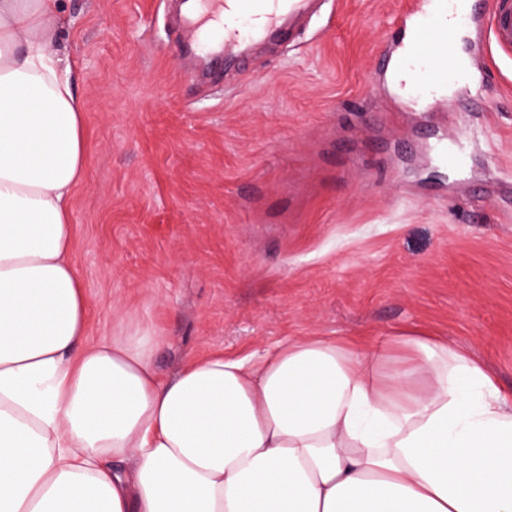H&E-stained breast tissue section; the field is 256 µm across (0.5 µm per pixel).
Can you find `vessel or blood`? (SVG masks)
<instances>
[{
	"mask_svg": "<svg viewBox=\"0 0 512 512\" xmlns=\"http://www.w3.org/2000/svg\"><path fill=\"white\" fill-rule=\"evenodd\" d=\"M315 0H209L210 15L221 19L225 60H233L252 45L284 31L285 22L306 18ZM435 0H412L402 20L410 39L401 53L382 57L385 69L401 73V90L411 100L426 98L448 82V56L457 49H479L476 41H464V32L478 26L475 11L463 0H448L452 13L438 20L431 10ZM490 35L496 44L512 47V0H493L489 12Z\"/></svg>",
	"mask_w": 512,
	"mask_h": 512,
	"instance_id": "obj_1",
	"label": "vessel or blood"
}]
</instances>
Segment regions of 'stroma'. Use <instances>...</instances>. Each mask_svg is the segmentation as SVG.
Segmentation results:
<instances>
[{"label":"stroma","mask_w":512,"mask_h":512,"mask_svg":"<svg viewBox=\"0 0 512 512\" xmlns=\"http://www.w3.org/2000/svg\"><path fill=\"white\" fill-rule=\"evenodd\" d=\"M404 2L323 0L227 72L187 49L170 0H61L52 51L87 129L72 259L89 340L148 319L169 377L215 353L419 331L512 396V50L473 60L495 74L482 111L455 72L416 106L379 66ZM465 130L450 166L436 145Z\"/></svg>","instance_id":"1"}]
</instances>
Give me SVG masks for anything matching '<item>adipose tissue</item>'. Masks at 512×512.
Returning a JSON list of instances; mask_svg holds the SVG:
<instances>
[{
    "instance_id": "adipose-tissue-1",
    "label": "adipose tissue",
    "mask_w": 512,
    "mask_h": 512,
    "mask_svg": "<svg viewBox=\"0 0 512 512\" xmlns=\"http://www.w3.org/2000/svg\"><path fill=\"white\" fill-rule=\"evenodd\" d=\"M61 26L59 0H0V512H512V401L436 337H306L170 378L146 320L87 342Z\"/></svg>"
}]
</instances>
